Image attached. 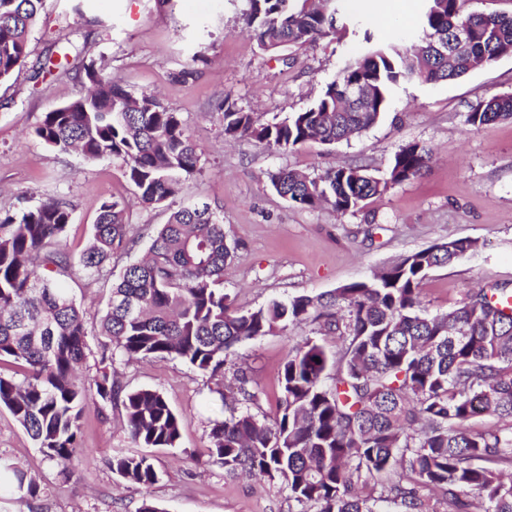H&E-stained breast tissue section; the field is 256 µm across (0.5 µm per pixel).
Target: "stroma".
I'll use <instances>...</instances> for the list:
<instances>
[{
    "label": "stroma",
    "mask_w": 512,
    "mask_h": 512,
    "mask_svg": "<svg viewBox=\"0 0 512 512\" xmlns=\"http://www.w3.org/2000/svg\"><path fill=\"white\" fill-rule=\"evenodd\" d=\"M342 0L340 9L377 34L415 29L424 0ZM247 0H42L23 68L0 83V209L38 204L49 196L71 201L66 247H87L99 207L126 200L133 233L166 223L177 201L146 208L119 161L88 164L75 154L48 148L33 133L44 112L79 96L83 66L114 77L136 93H154L180 113L202 152L184 201L209 204L224 224L232 259L224 291L237 307L253 309L270 299L318 295L371 277L398 258L455 239L476 240L477 251L435 269L421 290L432 314L460 304L495 282L512 284V121L475 129L465 122L472 104L512 93V56L448 82L411 83L395 90L382 119L361 137L333 146L308 144L291 153L269 151L249 139L224 140V100L269 122L308 107L334 80L345 57L364 49L362 34L342 42L322 40L300 50L261 54L243 32ZM387 23H379L382 12ZM192 78L179 82L175 72ZM426 144L429 167L392 186L361 210L339 213L324 206L302 210L272 189L271 174L293 168L320 174L344 162L385 174L399 147ZM97 325L112 289L111 278H58ZM315 338L328 351L341 346L301 325L238 345L221 377L212 379L181 361L143 359L114 363L127 387L162 391L182 416L180 445L147 454L158 481L151 490L126 484L110 467L116 449H131L119 406L88 403L68 471L47 460L10 411L0 407V457L36 480L40 493L22 499L0 486V512H138L152 496L166 512H288L287 492L255 478H229L208 465V432L223 418L220 394L236 387L242 368L258 395L252 413L275 419L279 372L289 351Z\"/></svg>",
    "instance_id": "1"
}]
</instances>
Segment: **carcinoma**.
<instances>
[{
	"instance_id": "carcinoma-1",
	"label": "carcinoma",
	"mask_w": 512,
	"mask_h": 512,
	"mask_svg": "<svg viewBox=\"0 0 512 512\" xmlns=\"http://www.w3.org/2000/svg\"><path fill=\"white\" fill-rule=\"evenodd\" d=\"M40 0H0V81L28 56ZM245 23L259 49L275 54L320 39H341L348 19L335 0H247ZM422 37L406 48L394 38L364 34L369 44L347 61L309 107L279 122H262L224 101V138L247 137L276 152L314 142L359 137L388 111L394 89L412 81L458 79L479 65L512 55V16L467 9L469 0H425ZM468 31L459 45L458 27ZM86 93L44 113L34 130L48 146L87 163L119 160L144 207L181 195L201 153L177 112L155 95H135L92 65L80 76ZM357 87L359 103L345 91ZM512 120V93L479 100L466 114L479 129ZM432 151L402 145L385 177L342 164L311 175H271L279 196L302 209L329 205L356 211L393 185L419 175ZM127 205L106 200L90 247L75 261L64 239L73 205L52 197L0 213V358L24 367L22 378L0 374L6 407L40 451L68 468L80 437L83 407L119 404L130 440L140 448H177L182 416L155 387L129 389L112 375L116 358L179 360L200 373H223L230 351L277 329L308 322L343 341L330 353L305 340L280 370L279 416L272 423L245 408L257 395L238 376L240 398L224 403V419L208 434L209 462L224 475L278 482L290 512H512V430L474 432L479 417L512 420V289L480 288L450 310L421 305L430 271L478 248L452 240L400 258L385 271L333 292L234 307L224 292L232 257L224 224L208 204H187L149 235L143 255L112 283L99 319L101 344L91 382L79 377L90 353L84 313L52 273L97 279L116 256L131 255ZM123 481L143 489L158 481L149 457L117 450L110 462ZM17 489L34 498L38 483L0 458ZM438 490L432 502L423 491Z\"/></svg>"
}]
</instances>
